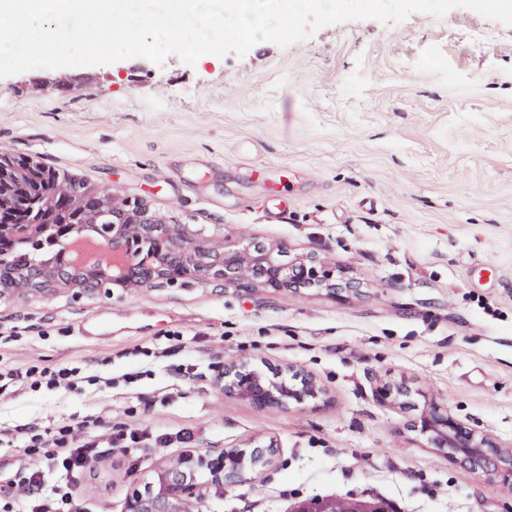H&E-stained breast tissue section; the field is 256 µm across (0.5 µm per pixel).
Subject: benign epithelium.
I'll use <instances>...</instances> for the list:
<instances>
[{
  "label": "benign epithelium",
  "instance_id": "benign-epithelium-1",
  "mask_svg": "<svg viewBox=\"0 0 512 512\" xmlns=\"http://www.w3.org/2000/svg\"><path fill=\"white\" fill-rule=\"evenodd\" d=\"M29 174L58 180L54 171L29 159L0 155V212L7 209L5 190L22 185V178ZM61 193L68 196L70 208L78 211L68 227L42 225L38 218L24 224L0 221L1 303L27 296L49 298L62 289L81 298L97 293L103 285L126 292L175 287L185 279L216 283L246 295L261 288L291 292L317 288L334 296L356 291V282L336 276L328 263L313 255L287 260V251L278 244L245 242L224 234L214 237L198 224H167L141 201L132 203L76 180L64 183ZM86 202L112 214L109 234L100 241L121 259V266L111 268L104 261L81 266L63 253L38 266H14L12 252L6 248L9 243L34 241L47 233L65 240L97 231L99 225L81 219ZM217 384L224 397L261 412L288 411L325 400V392L313 376L268 363L258 367L230 360L224 363ZM406 394L407 389L398 383H386L377 391L384 403H393ZM416 428L431 447L448 450V459L463 473L478 474L512 492V459L497 454L492 441L465 428L436 401H425ZM277 452L271 441L264 446L190 453L160 462L143 489L127 499L125 512H201L196 472L206 470L212 484L231 487L245 474L272 465Z\"/></svg>",
  "mask_w": 512,
  "mask_h": 512
}]
</instances>
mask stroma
Returning <instances> with one entry per match:
<instances>
[{
  "mask_svg": "<svg viewBox=\"0 0 512 512\" xmlns=\"http://www.w3.org/2000/svg\"><path fill=\"white\" fill-rule=\"evenodd\" d=\"M493 29L473 49L468 36ZM0 154L345 269L357 292L243 295L196 282L0 305V359L72 364L112 390L0 397V426L96 413L146 429L77 476L82 512H124L159 460L276 440L270 467L210 485L203 512L312 498L396 512H512L415 429L425 399L512 448V28L464 8L328 25L286 47L142 58L0 79ZM148 355H141V348ZM312 374L327 402L259 412L225 361ZM403 380L407 404L377 387ZM192 429L191 446L166 441Z\"/></svg>",
  "mask_w": 512,
  "mask_h": 512,
  "instance_id": "1",
  "label": "stroma"
}]
</instances>
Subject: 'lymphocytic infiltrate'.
<instances>
[{
  "label": "lymphocytic infiltrate",
  "mask_w": 512,
  "mask_h": 512,
  "mask_svg": "<svg viewBox=\"0 0 512 512\" xmlns=\"http://www.w3.org/2000/svg\"><path fill=\"white\" fill-rule=\"evenodd\" d=\"M108 389L111 379L83 377L78 368L67 365L45 366L28 363L0 368V396L28 389L37 391L80 389L82 384ZM102 422L92 413L62 419L41 428L31 424L0 429V444L23 449L26 455L43 459V469L14 474L0 493V512H14L15 504H23L25 512H78L71 482L83 471L91 469L105 449L126 448L137 442L133 425L110 427L106 441L88 438V431L100 428Z\"/></svg>",
  "instance_id": "obj_1"
}]
</instances>
